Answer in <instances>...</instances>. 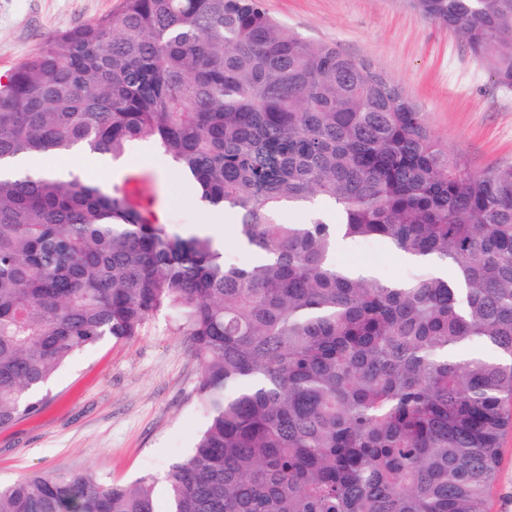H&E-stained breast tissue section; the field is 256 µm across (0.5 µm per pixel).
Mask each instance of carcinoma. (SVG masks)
Here are the masks:
<instances>
[{"instance_id": "cac0c4a2", "label": "carcinoma", "mask_w": 512, "mask_h": 512, "mask_svg": "<svg viewBox=\"0 0 512 512\" xmlns=\"http://www.w3.org/2000/svg\"><path fill=\"white\" fill-rule=\"evenodd\" d=\"M512 89V0H408ZM148 141L241 266L78 175L0 173V429L75 352L166 312L206 424L164 479L0 485V512H490L512 428V166L474 172L374 63L262 0H121L0 81V162ZM333 209L332 224L312 208ZM285 209L308 218L283 223ZM383 241L377 280L336 245ZM337 260L343 264L371 269L380 279L399 278L410 272V265L403 256L382 244H341Z\"/></svg>"}]
</instances>
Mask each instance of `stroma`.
<instances>
[{
    "label": "stroma",
    "mask_w": 512,
    "mask_h": 512,
    "mask_svg": "<svg viewBox=\"0 0 512 512\" xmlns=\"http://www.w3.org/2000/svg\"><path fill=\"white\" fill-rule=\"evenodd\" d=\"M120 0H0V77L19 67L50 34L108 14ZM284 32L336 44L372 61L426 112L449 154L477 172L512 165V90L502 89L455 35L407 0H263ZM106 188L152 199L177 231L217 230L223 255L246 265L232 216L197 202L178 170L150 143L120 159ZM337 259L382 279L405 276L408 262L381 244L340 245ZM199 363L171 318L159 314L139 335L105 339L65 365L43 392L44 407L0 430V482L40 473H92L127 485L165 474L187 455L206 418L196 385Z\"/></svg>",
    "instance_id": "35a3bbf8"
}]
</instances>
